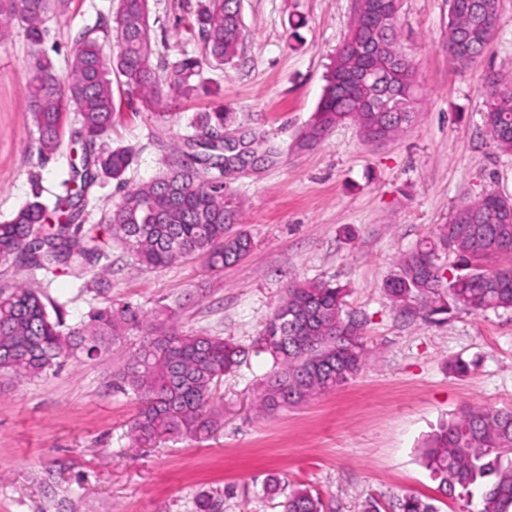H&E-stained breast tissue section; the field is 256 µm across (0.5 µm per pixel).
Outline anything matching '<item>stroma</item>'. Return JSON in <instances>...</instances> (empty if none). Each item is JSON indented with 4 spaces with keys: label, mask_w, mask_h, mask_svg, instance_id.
I'll return each instance as SVG.
<instances>
[{
    "label": "stroma",
    "mask_w": 512,
    "mask_h": 512,
    "mask_svg": "<svg viewBox=\"0 0 512 512\" xmlns=\"http://www.w3.org/2000/svg\"><path fill=\"white\" fill-rule=\"evenodd\" d=\"M201 2L149 0L157 74L183 53L202 54L194 24ZM114 8L113 0H71L66 13L51 15L41 50L58 75L67 73L77 33L109 24ZM353 14V0H243L238 53L206 68L197 96L150 106L113 76L105 143L130 148L133 161L125 185L101 178L89 188L94 208L85 224L165 170L187 117L221 109L277 150L229 183L252 251L216 275L199 259L144 270L116 242L109 260L87 271L98 287L84 289L68 273L33 279L11 262L0 264V286L29 280L47 305H62L69 326L129 303L152 317L174 314L184 331L230 338L249 353L219 387L224 422L212 436L146 447L129 438L139 401L112 378L138 336L38 378L0 372V512H197L203 495L218 512H282L281 497L264 489L271 475L284 491L311 490L324 512H362L372 498L382 512H399L408 494L433 499L439 512H466L465 500L438 490L421 450L464 407L512 410V312L454 309L427 321L393 307L382 284L455 206L488 191L512 198V154L491 143L481 93L490 68L512 63V0H503L486 57L465 69L448 58V0H399L400 43L421 90L416 121L382 144L365 143L348 123L316 147L296 149ZM31 52L22 26L0 41V223L30 201L50 207L66 196L71 162L82 154L67 140L39 158L27 101ZM312 280L347 288L346 309L364 321L370 361L337 391L258 416L254 391L272 363L250 346L288 285ZM458 361L470 364L468 374L451 372Z\"/></svg>",
    "instance_id": "stroma-1"
}]
</instances>
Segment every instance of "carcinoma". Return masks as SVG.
<instances>
[{
  "label": "carcinoma",
  "mask_w": 512,
  "mask_h": 512,
  "mask_svg": "<svg viewBox=\"0 0 512 512\" xmlns=\"http://www.w3.org/2000/svg\"><path fill=\"white\" fill-rule=\"evenodd\" d=\"M70 0H0V41L14 25L25 27L31 44L43 42L51 14ZM502 0H448V57L460 67L482 60L497 33ZM398 0H361L359 13L325 74L320 102L297 147L311 148L337 126L355 124L367 143L388 140L415 120L412 100L418 85L411 61L402 52L397 31ZM195 25L205 46L198 57L183 54L164 76L152 68L148 0H117L112 26L115 56L104 55L91 30L78 33L68 73L56 74L51 59L36 51L30 68L29 109L38 132L41 157L54 154L69 118L79 128L76 141L92 147L112 130L115 112L112 70L147 103L165 96L191 98L203 88L202 74L212 63L232 59L243 38L240 0H208ZM485 126L493 146L512 153V66L487 75L482 88ZM222 110L192 116V133L167 171L127 191L101 223L80 219L89 204L87 189L101 175L124 183L132 151L114 148L83 159L73 168L80 189L56 202L57 223L35 200L0 224V263L15 262L34 276L59 271L81 276L92 262L109 259L110 242L119 241L136 262L162 270L183 258L204 260L221 272L244 260L251 238L238 229V197L216 182L217 174L236 165L241 153L268 160L275 150L263 147L251 131L240 142L215 135L231 125ZM474 214L458 206L447 224L420 242L397 263L384 292L393 306L416 314L512 312V199L495 192L478 197ZM454 253L462 272L447 275L442 256ZM499 259L495 267L488 266ZM347 289L329 281L291 283L256 341L273 371L255 392L260 414L300 406L352 381L369 362L362 322L345 309ZM61 307L50 315L39 293L25 283L0 286V371L37 378L71 358L101 356L109 342L135 332L138 348L116 375L120 386L139 399L129 433L135 445L161 437H207L221 422L214 391L236 368L244 349L220 336L184 332L164 320H149L130 305L95 311L89 321L63 331ZM512 411L467 408L436 433L423 449L425 467L439 487L481 498L478 512H512ZM400 512H438L420 497L407 495ZM283 512H322V502L306 489L286 496Z\"/></svg>",
  "instance_id": "1"
}]
</instances>
